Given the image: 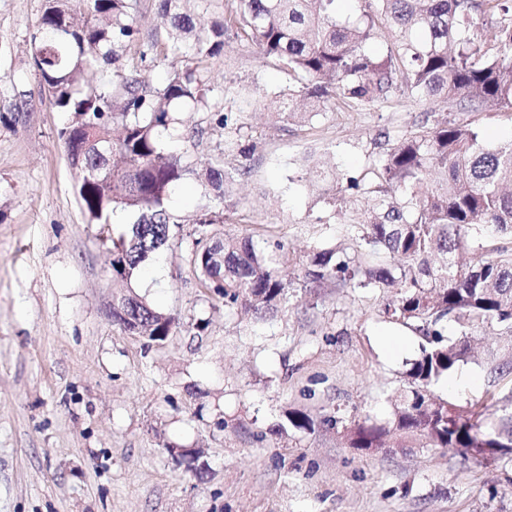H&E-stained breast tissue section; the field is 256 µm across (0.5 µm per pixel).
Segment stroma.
I'll use <instances>...</instances> for the list:
<instances>
[{
  "label": "stroma",
  "instance_id": "1",
  "mask_svg": "<svg viewBox=\"0 0 512 512\" xmlns=\"http://www.w3.org/2000/svg\"><path fill=\"white\" fill-rule=\"evenodd\" d=\"M45 0H0V512H512V459L422 442L360 451L354 420L387 422L422 342L383 318L369 288L321 286L309 257L352 255L347 230L368 199L313 186V164L339 183L363 178L382 151L440 120L405 94L364 110L330 107L301 124L275 105L293 78L254 46L230 41L209 60L211 112L241 113L254 143L222 228L283 244L289 301L264 319L225 308L192 271L193 216L208 202L190 180L179 237L155 259L158 279L134 291L175 315L163 343L125 332L108 307L111 256L75 194L56 111L31 57ZM211 112H186L183 128ZM404 351H389L392 340ZM498 338L470 336L456 376L430 387L461 406L485 402L492 422L512 414V358ZM311 429L294 428L291 413ZM175 448L197 456L187 467Z\"/></svg>",
  "mask_w": 512,
  "mask_h": 512
}]
</instances>
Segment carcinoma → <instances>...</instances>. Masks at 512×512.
I'll list each match as a JSON object with an SVG mask.
<instances>
[{
  "mask_svg": "<svg viewBox=\"0 0 512 512\" xmlns=\"http://www.w3.org/2000/svg\"><path fill=\"white\" fill-rule=\"evenodd\" d=\"M186 2L161 0L169 40L160 49L140 45L135 58L128 57L138 35L130 0H46L31 38L52 103L69 115L59 137L79 172L81 208L89 223L107 229L102 242L112 252L117 288L132 289L142 265L181 228L170 201L196 172L165 133L186 106L211 111L202 64L224 51L230 32L301 77L279 106L287 123L336 100L367 106L396 92L430 112L450 99L458 112L512 111V0H362L353 21L337 17V0H233L223 22L209 28ZM378 38L386 39L383 55L367 49ZM157 50L171 63L165 81L153 85L140 66ZM88 71L100 74L97 84L82 83ZM251 149H239L232 171L222 160L207 168L209 204L193 219L198 227L222 224L234 209L229 185L246 171ZM340 191L374 200L366 222L348 229L357 259L322 249L310 258L311 281L399 288L382 314L422 338L391 421L355 423L348 447L383 448L388 436L403 434L434 447L481 446L493 458L511 456L512 431L485 425L488 405L456 409L433 400L429 386L469 358L467 340L445 338L448 318L464 336L497 331L512 354V141L489 149L468 123H424L387 148L369 179ZM288 263L281 245L269 255L250 237L206 232L191 258L201 286L224 306L259 316L288 301ZM112 318L143 329L151 342L164 341L177 324L132 293L112 299Z\"/></svg>",
  "mask_w": 512,
  "mask_h": 512,
  "instance_id": "cac0c4a2",
  "label": "carcinoma"
}]
</instances>
